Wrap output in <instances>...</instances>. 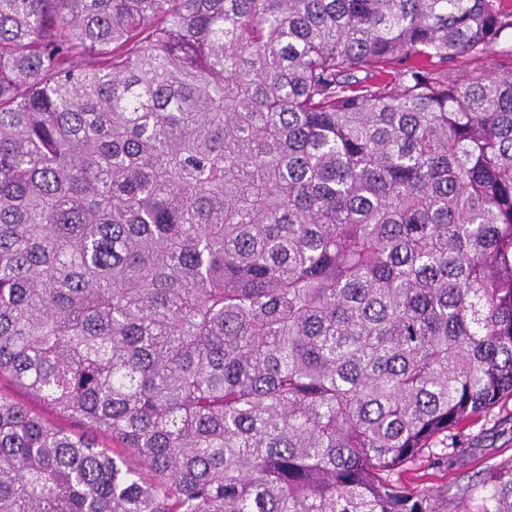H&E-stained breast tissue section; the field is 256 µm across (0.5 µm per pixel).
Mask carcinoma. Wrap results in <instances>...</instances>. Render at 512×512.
Returning a JSON list of instances; mask_svg holds the SVG:
<instances>
[{
  "instance_id": "cac0c4a2",
  "label": "carcinoma",
  "mask_w": 512,
  "mask_h": 512,
  "mask_svg": "<svg viewBox=\"0 0 512 512\" xmlns=\"http://www.w3.org/2000/svg\"><path fill=\"white\" fill-rule=\"evenodd\" d=\"M499 0H0V512H447L512 397ZM512 512V462L489 470ZM1 390L14 394L17 399L25 402L34 412L55 424L68 426V421L65 420L59 410L54 408L52 405L46 404L40 399L34 398L27 393L16 389L8 380L4 379L1 381ZM448 435H454L448 437V444L453 441L458 448H464L448 460V466L441 460L424 458L416 467L404 471L400 481L411 488L440 491L445 499L448 490V512H467L482 503L492 509V502H482L490 493V484L483 480L490 466L512 460V398ZM464 490L468 493L464 494Z\"/></svg>"
}]
</instances>
